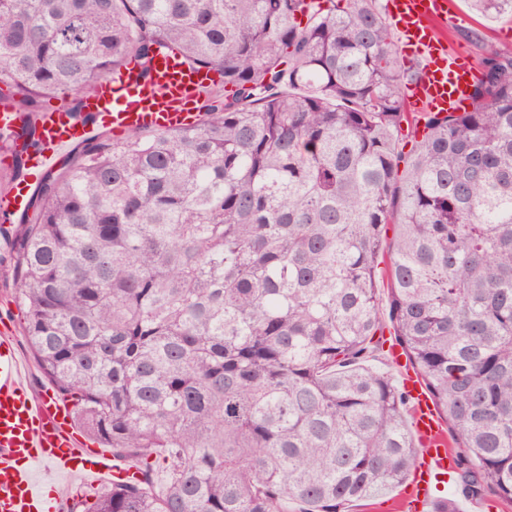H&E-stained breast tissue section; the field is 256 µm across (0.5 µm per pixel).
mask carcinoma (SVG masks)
<instances>
[{
  "label": "carcinoma",
  "mask_w": 512,
  "mask_h": 512,
  "mask_svg": "<svg viewBox=\"0 0 512 512\" xmlns=\"http://www.w3.org/2000/svg\"><path fill=\"white\" fill-rule=\"evenodd\" d=\"M162 49L232 90L83 142L16 230L39 369L138 471L67 512H346L404 484L406 396L367 364L387 321L467 493L511 506L512 49L467 110L410 112L380 0H0V137L38 146L47 95L92 121L83 96Z\"/></svg>",
  "instance_id": "carcinoma-1"
}]
</instances>
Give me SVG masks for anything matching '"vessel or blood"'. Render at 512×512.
<instances>
[{"instance_id":"b4317fda","label":"vessel or blood","mask_w":512,"mask_h":512,"mask_svg":"<svg viewBox=\"0 0 512 512\" xmlns=\"http://www.w3.org/2000/svg\"><path fill=\"white\" fill-rule=\"evenodd\" d=\"M387 6L402 49L425 60L421 75L407 87L408 106L417 112L466 109L478 73L464 52L448 50L437 34L438 26L455 17L452 0H388ZM214 81L213 71L161 51L148 76L131 66L106 77L84 97L93 122L77 120L60 106L40 113L39 146L29 147L21 138L11 145L12 152L27 158L28 174L0 192V220L23 214L33 185L54 166L58 154L95 131H175L197 124L202 117L196 109L199 94ZM387 351L412 402V426L424 447L399 507L401 512H424L433 494L445 490L455 457L421 377L396 341H389ZM119 469L108 453L84 447L72 425L70 403L32 392L16 338L0 336V512H58L59 480L76 478L86 487L111 479Z\"/></svg>"}]
</instances>
